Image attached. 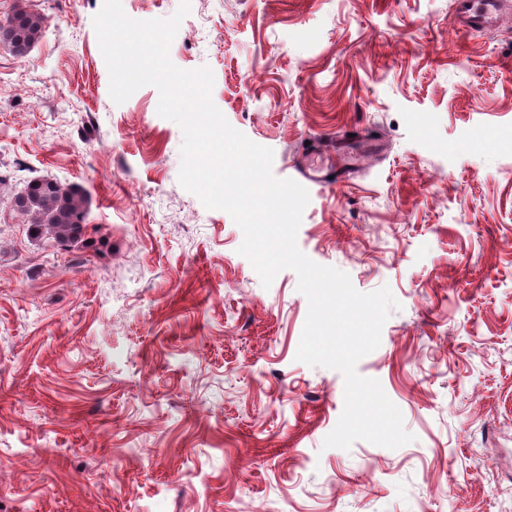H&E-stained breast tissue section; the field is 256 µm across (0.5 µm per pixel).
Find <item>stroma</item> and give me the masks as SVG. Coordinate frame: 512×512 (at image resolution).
<instances>
[{
  "mask_svg": "<svg viewBox=\"0 0 512 512\" xmlns=\"http://www.w3.org/2000/svg\"><path fill=\"white\" fill-rule=\"evenodd\" d=\"M190 0L170 46L289 178L304 139L363 126L356 178L313 188L312 261L398 301L358 372L412 442L324 447L339 371L296 354L298 276L263 287L243 232L178 181L155 87L115 104L103 0H0L48 26L0 42V512H512V0ZM80 185L112 247H47L14 196ZM454 0L452 20L455 24L470 31H480L496 22L501 0ZM10 32L7 43L16 57L23 58L46 27V17L33 10L18 9L5 19ZM0 21V23H1Z\"/></svg>",
  "mask_w": 512,
  "mask_h": 512,
  "instance_id": "obj_1",
  "label": "stroma"
}]
</instances>
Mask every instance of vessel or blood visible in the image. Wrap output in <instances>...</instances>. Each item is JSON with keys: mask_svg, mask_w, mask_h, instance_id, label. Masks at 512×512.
I'll use <instances>...</instances> for the list:
<instances>
[{"mask_svg": "<svg viewBox=\"0 0 512 512\" xmlns=\"http://www.w3.org/2000/svg\"><path fill=\"white\" fill-rule=\"evenodd\" d=\"M501 0H453L452 20L470 31H479L496 22ZM348 132L333 137L311 138L302 147L300 161L295 168L296 179L304 185L319 187L344 186L350 176L349 162L339 160L338 155Z\"/></svg>", "mask_w": 512, "mask_h": 512, "instance_id": "obj_1", "label": "vessel or blood"}]
</instances>
